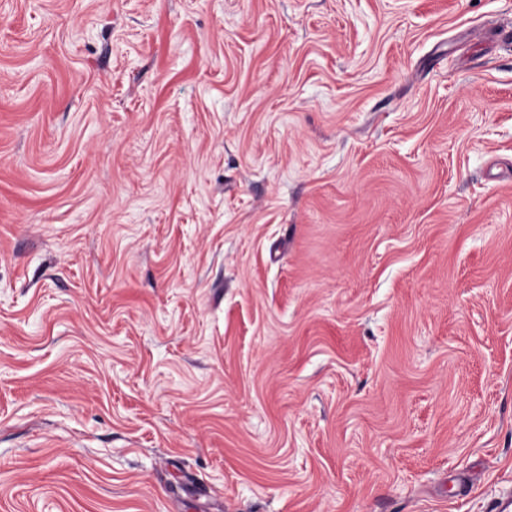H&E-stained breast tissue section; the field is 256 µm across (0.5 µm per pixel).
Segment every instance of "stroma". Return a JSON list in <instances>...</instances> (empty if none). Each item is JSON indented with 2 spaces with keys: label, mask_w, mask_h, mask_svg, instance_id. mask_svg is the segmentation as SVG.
Masks as SVG:
<instances>
[{
  "label": "stroma",
  "mask_w": 512,
  "mask_h": 512,
  "mask_svg": "<svg viewBox=\"0 0 512 512\" xmlns=\"http://www.w3.org/2000/svg\"><path fill=\"white\" fill-rule=\"evenodd\" d=\"M508 25L0 0V512H491Z\"/></svg>",
  "instance_id": "obj_1"
}]
</instances>
